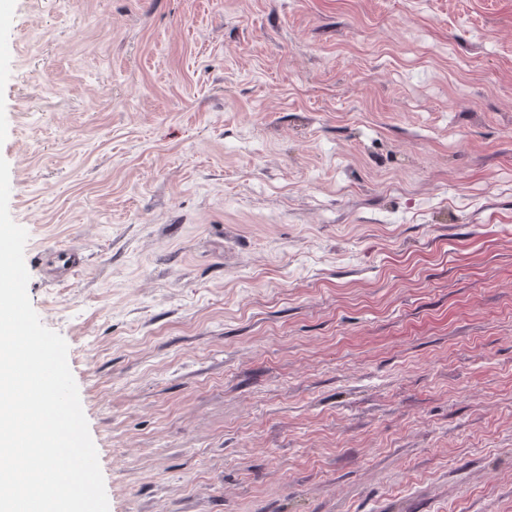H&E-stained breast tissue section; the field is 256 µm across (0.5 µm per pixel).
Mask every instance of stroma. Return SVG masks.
Segmentation results:
<instances>
[{
  "instance_id": "35a3bbf8",
  "label": "stroma",
  "mask_w": 512,
  "mask_h": 512,
  "mask_svg": "<svg viewBox=\"0 0 512 512\" xmlns=\"http://www.w3.org/2000/svg\"><path fill=\"white\" fill-rule=\"evenodd\" d=\"M10 5L109 512H512V0Z\"/></svg>"
}]
</instances>
